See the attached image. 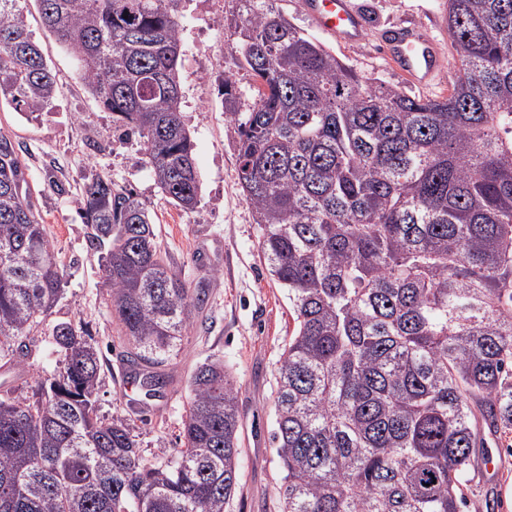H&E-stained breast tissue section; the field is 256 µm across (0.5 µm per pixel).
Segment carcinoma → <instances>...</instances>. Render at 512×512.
I'll return each mask as SVG.
<instances>
[{"label": "carcinoma", "mask_w": 512, "mask_h": 512, "mask_svg": "<svg viewBox=\"0 0 512 512\" xmlns=\"http://www.w3.org/2000/svg\"><path fill=\"white\" fill-rule=\"evenodd\" d=\"M0 0V101L30 115L57 80ZM180 0H39L117 129L141 141L184 211L200 178L181 108ZM455 69L422 99L367 77L277 0L224 16L235 74L220 91L259 255L288 293L272 442L282 512H465L479 427L512 431V0H448ZM26 165L0 132V361L26 356L64 284ZM79 210L104 251L133 369L179 354L201 292L170 266L144 202L97 175ZM32 397L0 393V512H225L238 480V390L220 361L191 376L183 447L144 460L134 424L99 414L101 362L70 323Z\"/></svg>", "instance_id": "obj_1"}]
</instances>
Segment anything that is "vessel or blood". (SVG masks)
<instances>
[{"instance_id":"1","label":"vessel or blood","mask_w":512,"mask_h":512,"mask_svg":"<svg viewBox=\"0 0 512 512\" xmlns=\"http://www.w3.org/2000/svg\"><path fill=\"white\" fill-rule=\"evenodd\" d=\"M313 27L348 44L364 41L368 24L356 0H300ZM381 42L387 59L420 85L432 83L441 70V52L431 29L413 23L383 31Z\"/></svg>"}]
</instances>
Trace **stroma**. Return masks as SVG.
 Wrapping results in <instances>:
<instances>
[{"label": "stroma", "mask_w": 512, "mask_h": 512, "mask_svg": "<svg viewBox=\"0 0 512 512\" xmlns=\"http://www.w3.org/2000/svg\"><path fill=\"white\" fill-rule=\"evenodd\" d=\"M363 2L371 22L365 42L352 48L326 35L323 43L356 70L399 86L408 95H447L450 74H443L430 89L414 87L386 59L379 40L386 28L422 21L431 25L443 45H450L443 23L447 0ZM232 7L231 0H181L176 13L183 44L182 110L201 186L197 208L184 212L161 196L139 140L115 130L111 113L86 90L75 58L43 26L37 0H26V27L33 40L48 49L47 64L57 76L58 93L52 106L34 117L0 104V130L21 146L32 202L67 271V284L46 323L26 337L25 362L0 367V390L32 396L38 381L58 368L53 326L72 323L84 329L101 352L100 414L133 419L143 455L153 461L160 449L180 445L190 377L197 365L223 361L238 387L240 448L238 485L226 512H281L283 473L270 434L278 368L294 321L286 291L259 257L260 228L238 184L235 134L219 93L225 72L232 70L242 103L255 97L250 73L233 68L232 37L223 22L211 17L213 11ZM50 173L64 184L63 193L47 187ZM98 174L109 175L146 203L171 266L206 294L178 357L162 368L167 385L155 398L136 388L124 391L121 385L129 374L124 360L128 345L107 307L100 254L91 248L89 229L78 210L83 184ZM480 438L470 508L512 512V434L484 428Z\"/></svg>", "instance_id": "1"}]
</instances>
